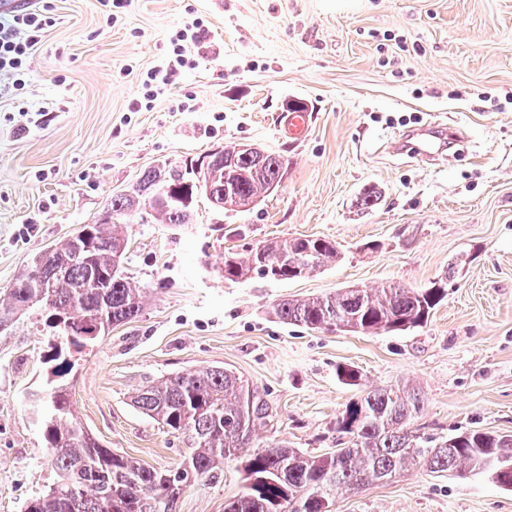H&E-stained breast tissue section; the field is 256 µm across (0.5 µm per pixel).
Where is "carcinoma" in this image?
<instances>
[{"instance_id": "obj_1", "label": "carcinoma", "mask_w": 512, "mask_h": 512, "mask_svg": "<svg viewBox=\"0 0 512 512\" xmlns=\"http://www.w3.org/2000/svg\"><path fill=\"white\" fill-rule=\"evenodd\" d=\"M194 159L142 173L128 193L112 199L96 223L89 225L93 259L87 263L74 254L71 241L52 248L50 273L58 283L51 306L44 308L45 324L62 320L63 334L82 349L105 333L104 324L115 325L141 315L147 289L131 282L123 268L113 269V258L126 252L123 221L136 213L158 180L187 191L189 165ZM287 160L269 152L263 158L237 156L231 166L217 161L210 172L211 190L224 198V185L235 184L231 210L246 208L281 181ZM154 218L161 224H191L196 213L159 203ZM267 253L288 257V266L301 267L298 275L282 272L283 280L299 279L336 262L341 252L326 238H293L262 245ZM259 255L233 254L218 272L224 280L240 282L258 273ZM455 265L438 279L439 286L406 288L388 285L364 288L353 302L338 290L306 299H285L273 307L287 324L322 330L345 325L353 332L378 334L406 330L427 323L444 299L445 285ZM105 288L88 286L93 278ZM39 283L24 268L0 297V320L30 307L29 298ZM142 413L166 428L188 436L192 448L181 467L191 469L200 481L215 483L224 475V462L237 460L244 474L242 491L224 506V512H319V503L308 497L322 493L333 499L336 490L355 491L374 483H387L418 466L431 473L483 474L505 490H512V435L469 430L454 436L420 433L413 421L424 410L421 392L413 387L374 388L350 402L362 418L355 429L347 419L336 420V430L346 446L330 455H306L286 441L254 444L258 429L266 426L268 407L258 393L225 367L178 373L141 389L132 398ZM50 415L42 424L50 461L56 470L59 492L32 498L25 512H176L184 485L172 471L150 469L135 459L104 447L76 420L69 392L50 390Z\"/></svg>"}]
</instances>
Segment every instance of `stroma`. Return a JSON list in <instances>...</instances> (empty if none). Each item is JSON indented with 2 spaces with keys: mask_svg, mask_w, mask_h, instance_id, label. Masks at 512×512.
Wrapping results in <instances>:
<instances>
[{
  "mask_svg": "<svg viewBox=\"0 0 512 512\" xmlns=\"http://www.w3.org/2000/svg\"><path fill=\"white\" fill-rule=\"evenodd\" d=\"M55 23L29 61L26 86L0 92V290L34 256L94 223L143 171L251 143L282 154L278 187L247 211L200 201L173 227L139 212L124 226L123 269L148 288L142 314L51 378L59 338L29 312L0 331V512H24L56 475L37 400L51 382L104 446L161 470L179 467L184 435L137 411L141 387L223 366L271 411L258 443L333 452L336 419L361 388L410 385L424 396L414 428L512 434V0H128L107 22L100 0H50ZM210 34L195 66L142 99L148 70L177 26ZM308 106L289 132V102ZM40 113L28 132L20 110ZM462 130L463 153L429 162L393 151L433 121ZM381 202L360 210L364 189ZM336 241L342 257L305 277L227 282L225 251L272 238ZM460 266L426 325L363 335L282 323L280 299L389 284L425 288ZM356 367L361 387L338 380ZM185 487L177 512H224L242 488ZM333 512H512L487 477L412 469L356 493Z\"/></svg>",
  "mask_w": 512,
  "mask_h": 512,
  "instance_id": "stroma-1",
  "label": "stroma"
}]
</instances>
